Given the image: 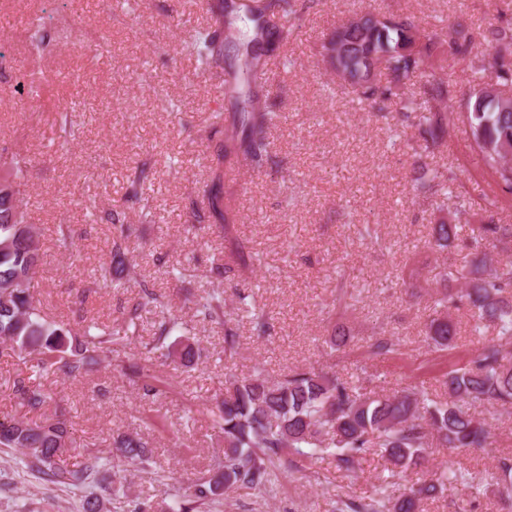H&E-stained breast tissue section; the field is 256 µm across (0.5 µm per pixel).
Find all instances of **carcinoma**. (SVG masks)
<instances>
[{
    "label": "carcinoma",
    "mask_w": 512,
    "mask_h": 512,
    "mask_svg": "<svg viewBox=\"0 0 512 512\" xmlns=\"http://www.w3.org/2000/svg\"><path fill=\"white\" fill-rule=\"evenodd\" d=\"M209 21L185 41L182 50L195 56L198 69L207 74H224L226 111L209 117L210 179L203 187L205 212H193L194 221L229 233L235 224L233 194H224V165L245 161L262 168L269 159V139L279 115L273 112L265 94V53L271 49L273 17L301 18L296 0H210ZM32 52L41 55L49 41L41 33L39 18L30 22ZM448 46L459 61L475 69L467 60L473 36L464 28H440L424 33L408 18L365 13L347 20L332 32L323 45L324 57L339 82L358 91L374 104L388 101L405 118L415 115V126L426 155L448 147V128L461 122L468 126L470 149L503 190L512 193V96L493 98L484 91L470 100L463 111L445 106L455 87L445 80L425 86L426 100L402 92L423 78L431 59ZM489 45L494 50L493 68L500 85L512 80V33L492 32ZM28 161L18 152L0 148V343L21 360L32 358L35 373L43 376L63 372L76 378L100 355L112 352V345L137 335L141 313L168 312L155 336L144 345L156 358L175 357L185 366L194 364L199 349L185 340L176 345L172 333L183 329L181 318L169 312L163 296L142 288L118 328L95 327L83 337L48 321L30 292L31 282L42 258L41 246L26 211L20 206L26 193ZM422 170L420 190L435 198L437 207L448 206L453 190L436 169ZM112 270L101 269L100 280L119 281L124 265L126 240L133 234L124 223L123 212L113 210ZM455 224H436L433 243L440 250L458 239ZM493 238L512 240L511 224H484L471 237L477 249ZM465 287L454 295L442 294L435 306L464 305L473 320L472 332L482 334L492 327L498 339L484 342L467 364L450 368L436 379L440 394L403 391L393 395H367L354 382L313 368L294 371L277 380L257 368L248 376L230 375L224 381V395L209 410L213 428L224 439L223 457L189 489L166 484L170 512H212L224 490L233 487L262 489L271 483L273 469L290 455L318 458L336 455L337 467L354 474L368 453H378L385 461L389 478L373 487L370 502L351 500L349 512H423V501L446 490L460 487L480 493L459 468L444 466L428 475L421 485L393 495L395 482L411 468L421 466L427 450L436 446L462 450L488 448L490 425L486 418L471 412L477 403L512 405V364L504 346L512 344V261L485 269L482 257H475L459 272ZM196 316L224 324V352L234 353L237 332L227 326L224 293L209 291L195 302ZM457 328L448 314L430 320L427 340L438 350L453 346ZM131 375L150 393L156 390L153 365L132 363ZM17 393L29 410H40L51 399L39 384L20 385ZM0 448H24V472L64 487H86L97 469L114 457L135 467L149 464L150 444L138 434H124L114 442L112 456L89 455L75 468L62 459L72 448L67 423L59 419L39 422L24 419L0 420ZM497 493L512 497V457H501L491 473Z\"/></svg>",
    "instance_id": "1"
}]
</instances>
